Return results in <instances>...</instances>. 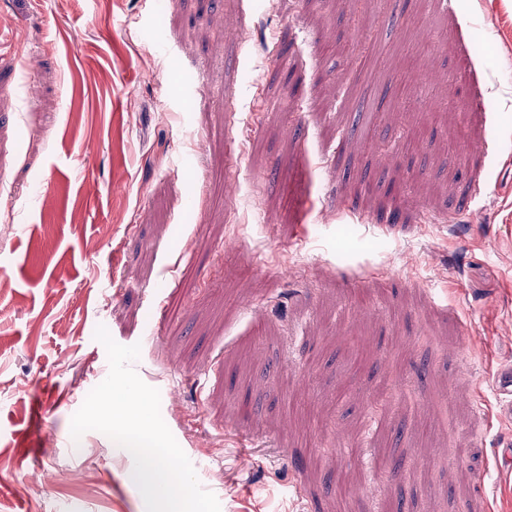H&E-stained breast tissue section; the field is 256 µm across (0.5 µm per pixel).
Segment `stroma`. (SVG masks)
I'll return each instance as SVG.
<instances>
[{"mask_svg":"<svg viewBox=\"0 0 512 512\" xmlns=\"http://www.w3.org/2000/svg\"><path fill=\"white\" fill-rule=\"evenodd\" d=\"M0 213V512H146L100 325L221 512H512V0H0ZM496 398L500 415L512 419V366L502 368L496 378Z\"/></svg>","mask_w":512,"mask_h":512,"instance_id":"1","label":"stroma"}]
</instances>
